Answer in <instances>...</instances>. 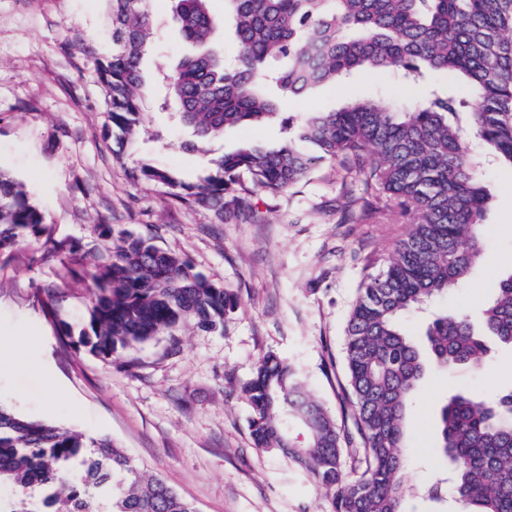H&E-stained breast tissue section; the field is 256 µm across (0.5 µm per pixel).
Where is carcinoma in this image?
Returning <instances> with one entry per match:
<instances>
[{
	"instance_id": "cac0c4a2",
	"label": "carcinoma",
	"mask_w": 512,
	"mask_h": 512,
	"mask_svg": "<svg viewBox=\"0 0 512 512\" xmlns=\"http://www.w3.org/2000/svg\"><path fill=\"white\" fill-rule=\"evenodd\" d=\"M112 57L96 61L107 86L112 136L125 146L139 134L145 89L141 63L153 35L146 0H110ZM210 0H174L183 38L194 51L167 75L183 123L205 140L229 127L258 125L281 105L352 71L399 76L408 84L448 76L408 110L374 101L306 113L277 147H252L213 161L197 183L144 164L138 178L183 202L224 216L252 209L254 190L283 192L310 180L322 161L379 191L409 217L410 228L386 265L362 283L345 330V393L356 411L362 448L349 478L341 433L283 359L260 360L245 392L258 448L277 450L306 469L331 496L333 512H405L407 408L428 367L482 369L487 339L512 347V271L495 282L479 325L464 312L436 313L427 353L404 331L402 314L461 287L487 260L484 218L492 196L471 138L485 157L512 168V0H224L237 49L226 62L214 41ZM249 175L251 186L242 181ZM45 232L44 216L23 185L0 171V252ZM108 258L91 274L89 322L78 344L108 358L161 335L197 325L224 329L236 296L186 258L129 232L112 237ZM61 292L46 290L55 318ZM308 434L288 439L291 421ZM438 443L451 468L427 496L452 497L463 512H512V385L492 400L452 394L437 415ZM77 463L83 475L63 481ZM0 512H195L157 474L136 467L112 440L31 420L0 406Z\"/></svg>"
}]
</instances>
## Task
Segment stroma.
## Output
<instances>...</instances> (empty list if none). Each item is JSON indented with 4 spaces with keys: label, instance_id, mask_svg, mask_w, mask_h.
Wrapping results in <instances>:
<instances>
[{
    "label": "stroma",
    "instance_id": "stroma-1",
    "mask_svg": "<svg viewBox=\"0 0 512 512\" xmlns=\"http://www.w3.org/2000/svg\"><path fill=\"white\" fill-rule=\"evenodd\" d=\"M150 4L143 122L121 149L106 136L107 94L93 69L112 53L108 0H0V169L25 184L47 228L0 256V341L18 343L28 357L23 368H0V405L112 439L197 512H332L305 471L254 446L243 386L258 361L276 353L337 424L352 429L354 407L341 398L345 328L362 282L383 268L407 224L380 210L374 189L344 181L335 162L287 192L255 191L251 212L221 222L132 174L149 163L194 183L212 173L210 159L250 143L278 144L286 122L304 113L357 99L409 106L423 89L356 72L264 125L226 129L190 153L183 145L193 131L180 123L164 81L187 45L172 0ZM483 174L492 194L489 260L430 312L479 316L499 274L512 269V169L488 163ZM103 227L153 239L231 290L238 304L223 330L192 327L179 346L161 336L108 359L63 340L58 324L77 330L89 319L87 273L101 258ZM46 288L65 294L53 321L41 309ZM511 384L512 348L497 343L482 372L430 369L409 411L407 483L427 485L447 465L435 451V417L450 395L489 399Z\"/></svg>",
    "mask_w": 512,
    "mask_h": 512
}]
</instances>
